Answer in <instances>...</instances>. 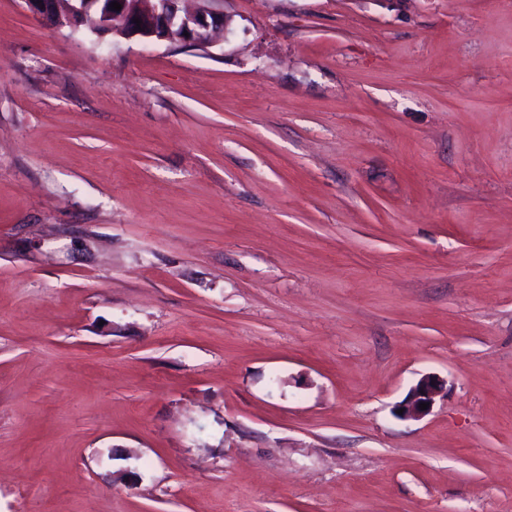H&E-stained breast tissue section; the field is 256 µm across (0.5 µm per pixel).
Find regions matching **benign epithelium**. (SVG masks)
Listing matches in <instances>:
<instances>
[{
  "mask_svg": "<svg viewBox=\"0 0 512 512\" xmlns=\"http://www.w3.org/2000/svg\"><path fill=\"white\" fill-rule=\"evenodd\" d=\"M116 1V11L109 3ZM27 10L54 30L78 29L89 16H96V31L125 38L147 40H178L199 48L212 43L213 33L227 31L230 20L217 7L221 0H193L195 8L182 7L185 0H23ZM138 18L141 24L133 19ZM443 384L434 375L418 380L402 406L406 417L420 418L429 413ZM428 404L422 410L419 404Z\"/></svg>",
  "mask_w": 512,
  "mask_h": 512,
  "instance_id": "benign-epithelium-1",
  "label": "benign epithelium"
}]
</instances>
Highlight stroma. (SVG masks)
Segmentation results:
<instances>
[{"label":"stroma","instance_id":"35a3bbf8","mask_svg":"<svg viewBox=\"0 0 512 512\" xmlns=\"http://www.w3.org/2000/svg\"><path fill=\"white\" fill-rule=\"evenodd\" d=\"M221 7L0 0V512H512V0ZM27 10L54 30H77L89 16H96V31L125 38L175 42L178 39L199 48H208L213 33L227 31L230 20L217 7L221 0H193L195 8L181 6L187 0H22ZM121 4L112 10L111 2ZM108 4L105 7L104 4ZM141 21L140 26L133 22ZM189 34V37L184 35ZM443 384L434 375H427L418 380L410 390V394L402 406L406 417L420 418L430 412L436 396L440 393ZM428 403L426 410H421L419 404Z\"/></svg>","mask_w":512,"mask_h":512}]
</instances>
